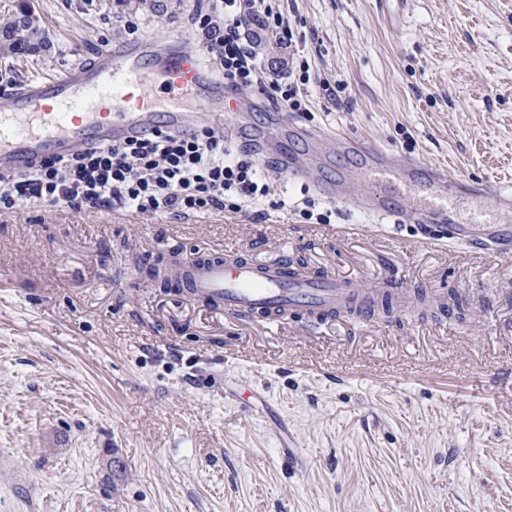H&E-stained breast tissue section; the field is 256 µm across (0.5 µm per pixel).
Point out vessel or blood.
Returning a JSON list of instances; mask_svg holds the SVG:
<instances>
[{"instance_id": "vessel-or-blood-1", "label": "vessel or blood", "mask_w": 512, "mask_h": 512, "mask_svg": "<svg viewBox=\"0 0 512 512\" xmlns=\"http://www.w3.org/2000/svg\"><path fill=\"white\" fill-rule=\"evenodd\" d=\"M154 66L169 93L196 96L198 109L207 108L210 84L196 53H160L147 45L112 42L92 63L0 98V172L22 171L50 155L108 145L155 127L192 129L190 113L155 108L146 89ZM251 143L289 176L314 179L325 198L348 199L350 184L368 179L379 190L361 199L363 213H393L407 224H436L470 247L480 241L496 252L512 248L511 186L415 158L400 161L388 149L349 133L337 135L336 147L353 164L334 180L323 177L319 168L297 167L285 144L265 133H254ZM175 278L225 311L270 323L287 315L317 324L334 318L357 294L330 276L310 278L279 262L256 264L215 251L181 257Z\"/></svg>"}]
</instances>
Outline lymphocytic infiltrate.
<instances>
[{
  "label": "lymphocytic infiltrate",
  "mask_w": 512,
  "mask_h": 512,
  "mask_svg": "<svg viewBox=\"0 0 512 512\" xmlns=\"http://www.w3.org/2000/svg\"><path fill=\"white\" fill-rule=\"evenodd\" d=\"M205 57L236 88L259 87L276 103L304 111L308 73L298 80L271 75L248 35L257 26L278 47L296 46L295 28L272 0H213L191 13ZM264 163L232 137L202 127L190 137L156 130L136 140L51 156L21 173H0V211L31 202L64 204L76 212L122 208L139 214L198 216L258 205L270 193Z\"/></svg>",
  "instance_id": "f902f5d3"
}]
</instances>
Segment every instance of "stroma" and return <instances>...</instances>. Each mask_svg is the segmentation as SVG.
Wrapping results in <instances>:
<instances>
[{
	"mask_svg": "<svg viewBox=\"0 0 512 512\" xmlns=\"http://www.w3.org/2000/svg\"><path fill=\"white\" fill-rule=\"evenodd\" d=\"M411 2L394 23L379 0H280L309 64L291 120L512 183V0ZM197 3L33 0L51 46L0 57V93L126 41V11L143 42L198 51ZM239 95L248 127L282 132L280 105ZM374 190L329 201L279 172L260 214L0 212V512H512V251L364 215ZM175 246L392 275L404 302L241 322L149 277Z\"/></svg>",
	"mask_w": 512,
	"mask_h": 512,
	"instance_id": "35a3bbf8",
	"label": "stroma"
}]
</instances>
